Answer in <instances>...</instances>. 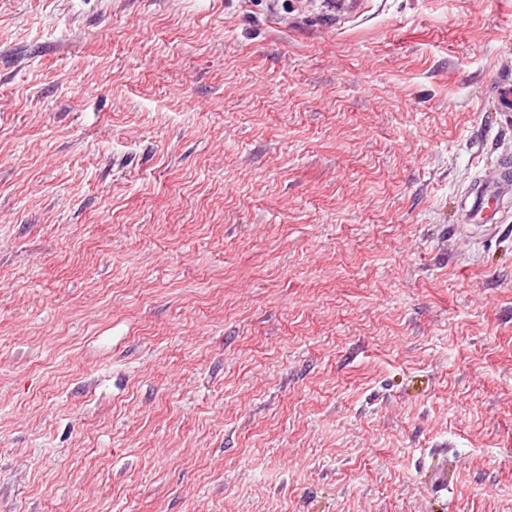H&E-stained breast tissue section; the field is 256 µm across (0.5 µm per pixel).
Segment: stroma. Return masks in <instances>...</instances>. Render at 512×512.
Masks as SVG:
<instances>
[{
  "label": "stroma",
  "mask_w": 512,
  "mask_h": 512,
  "mask_svg": "<svg viewBox=\"0 0 512 512\" xmlns=\"http://www.w3.org/2000/svg\"><path fill=\"white\" fill-rule=\"evenodd\" d=\"M505 73L512 0H0V512H512ZM512 198V176L508 166L494 177L480 176L466 194L468 221L486 229L496 230L501 209Z\"/></svg>",
  "instance_id": "1"
}]
</instances>
